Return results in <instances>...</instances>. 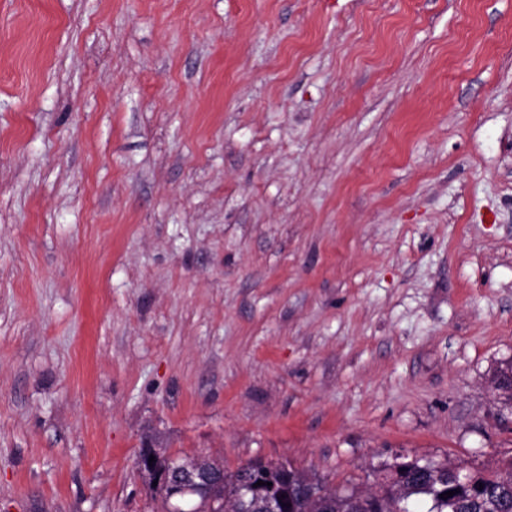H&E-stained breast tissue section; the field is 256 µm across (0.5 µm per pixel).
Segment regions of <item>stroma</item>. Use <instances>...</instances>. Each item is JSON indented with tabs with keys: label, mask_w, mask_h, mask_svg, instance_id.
I'll use <instances>...</instances> for the list:
<instances>
[{
	"label": "stroma",
	"mask_w": 512,
	"mask_h": 512,
	"mask_svg": "<svg viewBox=\"0 0 512 512\" xmlns=\"http://www.w3.org/2000/svg\"><path fill=\"white\" fill-rule=\"evenodd\" d=\"M510 364L512 0H0V512L491 469ZM150 455L154 456L149 466ZM194 458V459H193ZM207 458H212L210 460ZM165 459L163 466L158 461ZM191 463L199 464L211 473L207 488L198 493L191 488L186 489L176 478L165 488L172 475L183 477L188 483L205 485L208 480L206 470L190 467L188 461L172 459L160 448H144L136 460L138 476L146 483L149 480L158 487H149L161 497L162 511L165 512H263V493L272 492L281 498L284 512H380L376 511V502L369 496L360 494L354 489H346L337 493L327 489L319 480L305 476L288 463L251 461L238 467L233 472L224 469V461L210 456L192 457ZM260 467L256 469L255 463ZM302 475L305 483L297 481L296 476ZM262 480L265 485L254 487ZM271 482L272 486H267ZM174 501L184 502L191 510H183L176 506L169 511ZM281 501L268 495L264 502L265 512H281ZM317 508V509H314Z\"/></svg>",
	"instance_id": "obj_1"
}]
</instances>
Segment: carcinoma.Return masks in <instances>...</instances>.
Instances as JSON below:
<instances>
[{"mask_svg": "<svg viewBox=\"0 0 512 512\" xmlns=\"http://www.w3.org/2000/svg\"><path fill=\"white\" fill-rule=\"evenodd\" d=\"M192 462L211 473L206 490L198 493L176 479L165 489L152 487L163 512L174 501L184 502L192 512H263L265 492L282 497L284 512H376V502L353 489L337 493L309 477L297 481L300 471L288 463L251 461L229 473L219 458L200 456ZM455 470L438 461L428 470L418 459L385 466V512H415L414 498L419 496L430 503L427 512H512V460L490 472H474L473 486L461 483ZM448 491L454 495L441 498Z\"/></svg>", "mask_w": 512, "mask_h": 512, "instance_id": "carcinoma-1", "label": "carcinoma"}]
</instances>
